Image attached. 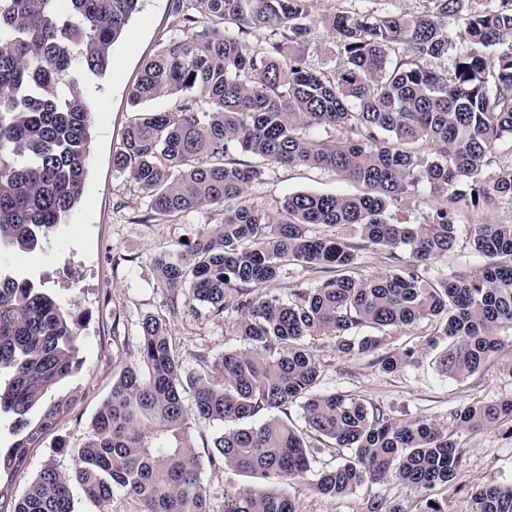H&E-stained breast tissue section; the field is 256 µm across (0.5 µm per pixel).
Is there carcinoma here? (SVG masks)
I'll return each instance as SVG.
<instances>
[{
  "mask_svg": "<svg viewBox=\"0 0 512 512\" xmlns=\"http://www.w3.org/2000/svg\"><path fill=\"white\" fill-rule=\"evenodd\" d=\"M138 2L0 0V248L34 250L80 202L93 114L81 88L108 69ZM189 2L194 13L178 12L189 34L149 59L129 93L135 105L163 96L184 104L136 113L113 167L148 198L147 219L220 210L222 222L181 243L177 257L158 259L157 274L172 310L195 302L225 314L248 348L201 356V372L185 380L166 320L146 316L134 360L120 366L91 437L74 449L78 466L64 473L45 464L17 499L13 479L31 449L76 404L74 395L48 393L81 370V336L44 289L0 274V411L15 415L17 435L0 450V512H75V486L98 506L121 489L140 512H210L195 451L203 421L221 428L208 462L262 480L225 487L222 512H299L286 487L307 476L326 498L390 476L416 490L456 485L464 451L447 430L319 391L322 366L305 342L325 336L342 354H364L379 345L368 329L431 321L426 345L454 379L479 372L502 347L512 330V224L476 225L471 248L482 265L431 271L456 245L457 209L512 204V161L494 168L489 160L512 140V5L465 17L467 47L452 57L448 17L459 0H430L419 15L338 11L327 23L341 64L326 71L296 52L311 33L309 0ZM201 18L237 32L198 31ZM259 30L268 31L265 44H248ZM446 57L447 66H434ZM312 127L332 138L308 137ZM240 150L255 161L241 162ZM267 165L330 169L365 191L293 193L270 215L247 201ZM421 184L436 204L417 224L395 219ZM319 226L352 227L357 238L322 235ZM371 246L408 260L364 277L359 254ZM289 265L337 275L287 299L270 295ZM415 354L385 353L377 364L395 373ZM294 404L304 431L288 415ZM455 419L512 435V397L470 405ZM325 449L341 451L342 462L317 466ZM459 488L468 512H512V480Z\"/></svg>",
  "mask_w": 512,
  "mask_h": 512,
  "instance_id": "obj_1",
  "label": "carcinoma"
}]
</instances>
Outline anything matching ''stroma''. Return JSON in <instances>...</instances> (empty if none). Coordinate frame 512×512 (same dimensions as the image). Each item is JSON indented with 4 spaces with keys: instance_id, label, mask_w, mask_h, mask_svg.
Segmentation results:
<instances>
[{
    "instance_id": "35a3bbf8",
    "label": "stroma",
    "mask_w": 512,
    "mask_h": 512,
    "mask_svg": "<svg viewBox=\"0 0 512 512\" xmlns=\"http://www.w3.org/2000/svg\"><path fill=\"white\" fill-rule=\"evenodd\" d=\"M179 0H140L126 29L113 44L108 70L102 78L84 87L94 106L90 163L83 197L68 223L42 239L31 252L16 248L0 251V272L41 285L64 304L81 332L79 374L57 386L55 395L77 392L79 401L60 427L34 449L26 468L13 482L15 494H24L45 463L62 472L75 467V448L90 437L91 419L108 396L115 372L113 359L132 360L141 323L149 315L166 317L169 333L186 375L200 370L201 357L213 358L229 349L243 348V341L216 317L198 305L171 312L169 293L162 288L154 266L157 257L178 254L183 240L220 223L218 210L202 208L149 224L135 218L147 199L129 176L116 173L112 155L136 109L129 90L138 80L146 61L167 42L182 38L177 24ZM427 0H309L306 23L309 41L300 53L315 69L338 64L326 17L340 10L382 16L393 12L427 10ZM359 185L342 180L328 169L304 166H269L262 182L248 191L250 203L275 212L279 202L296 192L360 193ZM491 220L512 224V205L503 203L489 212H457L459 239L454 251L439 259V270L480 264L469 246L472 225ZM377 353L344 355L325 337L308 341L309 350L323 365L319 388L342 391L363 399L401 420H426L448 429L465 451L460 478L464 483L512 480V437L498 428L471 430L456 425L458 410L479 402L512 396V333L495 358L476 374L456 380L440 375L435 353L424 346L417 329L396 328L381 332ZM419 347L418 366L388 374L375 363L377 354ZM289 492L301 512H364L367 500L381 496L402 505L404 512H423L427 501L439 503L444 512H468L465 493L443 486L412 490L396 481L364 483L353 494L328 499L313 492L307 480L291 484Z\"/></svg>"
}]
</instances>
